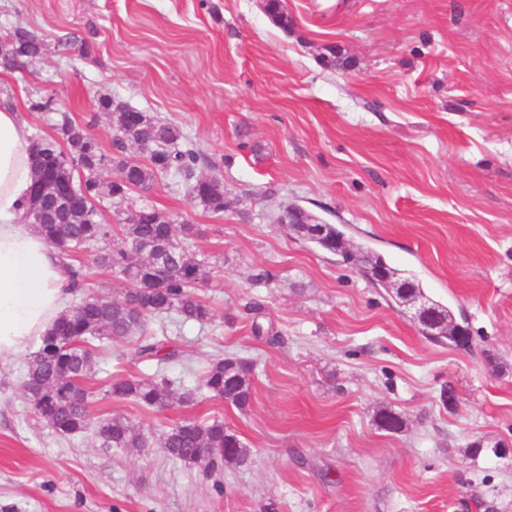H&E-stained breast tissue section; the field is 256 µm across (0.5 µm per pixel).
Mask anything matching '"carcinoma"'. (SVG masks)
Masks as SVG:
<instances>
[{
  "instance_id": "carcinoma-1",
  "label": "carcinoma",
  "mask_w": 512,
  "mask_h": 512,
  "mask_svg": "<svg viewBox=\"0 0 512 512\" xmlns=\"http://www.w3.org/2000/svg\"><path fill=\"white\" fill-rule=\"evenodd\" d=\"M264 11L273 23L288 27L284 0H264ZM45 47L38 32L16 27L0 36V64L24 72ZM113 117V154L104 152L94 136L65 112L57 119V136L32 139L35 163L44 177L33 182L27 217L35 218L40 210L50 213L32 226L66 258L104 243L94 254L95 264L123 275L129 290L121 300L90 294L62 314L40 337L39 350L28 360L22 389L36 415L62 436L82 433L94 425L103 448H144L145 435L123 417L92 422L86 383L95 375L100 343L126 342L142 360H172L174 353L165 351V344L147 331L148 320L175 312L185 322H208L211 308L196 288L209 280L210 271L206 259L189 253L178 240L165 214L142 207L131 212L116 233L99 220L96 202L106 196L120 203L135 189H150L157 176L174 175L187 185L191 200L219 214L224 212V182L196 175L202 157L180 148L183 135L178 126L129 107L113 112ZM130 145L140 150L145 161L123 157ZM109 168L115 173L105 183L101 176ZM284 227L328 253L343 238L339 227L323 224L307 211L300 213L298 223ZM342 259L358 267L378 288L384 287L375 280L379 274L401 282L403 289L390 295L396 304L424 295L415 276L392 267L381 255L347 250ZM252 370L246 359L220 358L210 364L202 385L214 397L243 410L252 396ZM106 392L154 409L167 405L172 394L170 381L156 375L111 379ZM162 446L171 460L205 473L249 461V449L221 419L177 423L162 434Z\"/></svg>"
}]
</instances>
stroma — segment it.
Segmentation results:
<instances>
[{
	"mask_svg": "<svg viewBox=\"0 0 512 512\" xmlns=\"http://www.w3.org/2000/svg\"><path fill=\"white\" fill-rule=\"evenodd\" d=\"M284 3L286 29L262 0H0V36L30 26L46 42L26 76L0 66L31 135H55L66 112L111 150L97 106L111 95L179 126L226 201L204 211L169 176L101 199L106 224L148 205L195 225L187 246L208 260L198 293L213 318L152 322L178 353L162 366L102 346L91 415L129 420L148 440L138 449L60 436L23 396L31 350L0 359V512H512V453L489 450L512 444V0ZM48 96L52 111L37 110ZM287 202L410 271L471 349L422 336L357 267L287 235ZM73 264L85 293L124 298L92 253ZM231 354L254 364L242 411L201 384ZM159 369L191 403L105 392ZM386 409L401 432L379 427ZM216 418L246 465L208 476L166 457L165 430Z\"/></svg>",
	"mask_w": 512,
	"mask_h": 512,
	"instance_id": "1",
	"label": "stroma"
}]
</instances>
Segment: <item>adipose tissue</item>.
<instances>
[{"instance_id":"ef3b65f1","label":"adipose tissue","mask_w":512,"mask_h":512,"mask_svg":"<svg viewBox=\"0 0 512 512\" xmlns=\"http://www.w3.org/2000/svg\"><path fill=\"white\" fill-rule=\"evenodd\" d=\"M29 150L19 113L0 109V358L45 333L76 292L72 266L24 219L34 181Z\"/></svg>"}]
</instances>
